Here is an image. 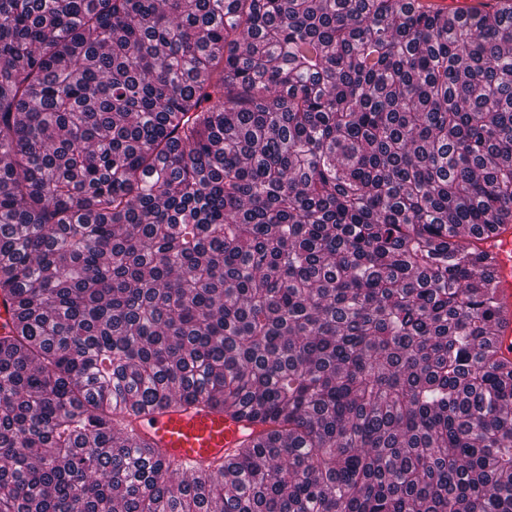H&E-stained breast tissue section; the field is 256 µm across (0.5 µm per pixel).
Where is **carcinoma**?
<instances>
[{
    "label": "carcinoma",
    "mask_w": 512,
    "mask_h": 512,
    "mask_svg": "<svg viewBox=\"0 0 512 512\" xmlns=\"http://www.w3.org/2000/svg\"><path fill=\"white\" fill-rule=\"evenodd\" d=\"M509 225L511 8L0 0V512H512ZM507 228L506 231L485 240L483 244L487 250L497 255L499 262V302L502 312L498 340L505 352L512 344V227ZM131 427L163 457L192 469L218 466L249 428L253 434L261 430L236 419L232 411L214 409L204 402L152 410L132 420Z\"/></svg>",
    "instance_id": "cac0c4a2"
}]
</instances>
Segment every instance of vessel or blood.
<instances>
[{
  "instance_id": "vessel-or-blood-1",
  "label": "vessel or blood",
  "mask_w": 512,
  "mask_h": 512,
  "mask_svg": "<svg viewBox=\"0 0 512 512\" xmlns=\"http://www.w3.org/2000/svg\"><path fill=\"white\" fill-rule=\"evenodd\" d=\"M484 245L499 262L502 312L498 340L506 348L512 346V227L485 240ZM131 426L163 457L194 469L223 463L249 428L247 421L236 419L231 411L203 402L156 409L132 420Z\"/></svg>"
}]
</instances>
